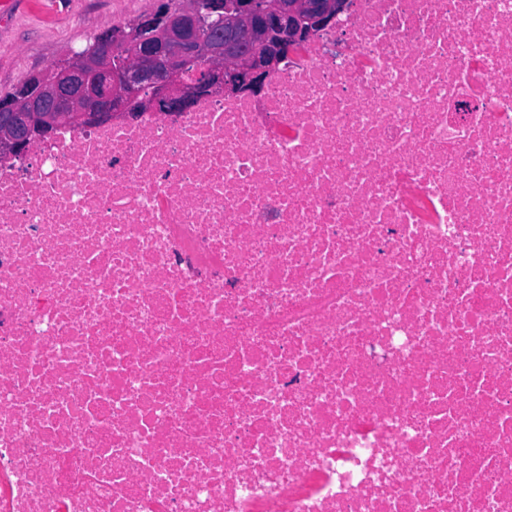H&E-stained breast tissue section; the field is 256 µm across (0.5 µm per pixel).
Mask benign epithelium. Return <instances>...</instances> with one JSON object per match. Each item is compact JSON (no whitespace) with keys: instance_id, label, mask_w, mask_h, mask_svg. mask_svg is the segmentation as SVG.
I'll use <instances>...</instances> for the list:
<instances>
[{"instance_id":"1","label":"benign epithelium","mask_w":512,"mask_h":512,"mask_svg":"<svg viewBox=\"0 0 512 512\" xmlns=\"http://www.w3.org/2000/svg\"><path fill=\"white\" fill-rule=\"evenodd\" d=\"M348 0H185L98 35L0 98V157L9 159L60 123L88 126L140 112L179 116L199 95L258 92L266 77ZM205 64L184 80L189 65Z\"/></svg>"}]
</instances>
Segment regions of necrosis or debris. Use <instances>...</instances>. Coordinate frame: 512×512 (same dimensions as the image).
Masks as SVG:
<instances>
[{
    "instance_id": "1",
    "label": "necrosis or debris",
    "mask_w": 512,
    "mask_h": 512,
    "mask_svg": "<svg viewBox=\"0 0 512 512\" xmlns=\"http://www.w3.org/2000/svg\"><path fill=\"white\" fill-rule=\"evenodd\" d=\"M352 2L0 161V512H512V0Z\"/></svg>"
}]
</instances>
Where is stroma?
I'll use <instances>...</instances> for the list:
<instances>
[{
    "label": "stroma",
    "mask_w": 512,
    "mask_h": 512,
    "mask_svg": "<svg viewBox=\"0 0 512 512\" xmlns=\"http://www.w3.org/2000/svg\"><path fill=\"white\" fill-rule=\"evenodd\" d=\"M164 0H5L0 6V96L72 48L124 26Z\"/></svg>",
    "instance_id": "1"
}]
</instances>
